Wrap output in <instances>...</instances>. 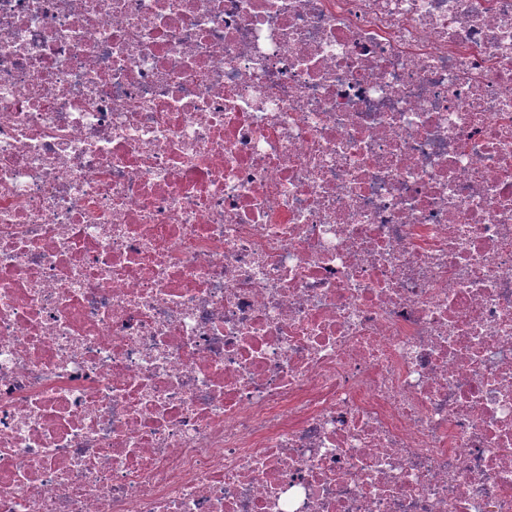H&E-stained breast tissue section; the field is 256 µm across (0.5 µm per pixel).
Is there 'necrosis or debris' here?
I'll return each instance as SVG.
<instances>
[{
	"label": "necrosis or debris",
	"instance_id": "necrosis-or-debris-1",
	"mask_svg": "<svg viewBox=\"0 0 512 512\" xmlns=\"http://www.w3.org/2000/svg\"><path fill=\"white\" fill-rule=\"evenodd\" d=\"M0 512H512V0H0Z\"/></svg>",
	"mask_w": 512,
	"mask_h": 512
}]
</instances>
